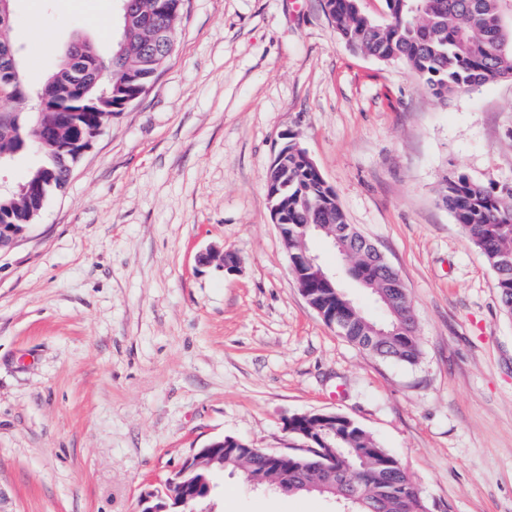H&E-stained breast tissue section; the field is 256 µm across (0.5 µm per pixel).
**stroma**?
I'll use <instances>...</instances> for the list:
<instances>
[{"label":"stroma","mask_w":512,"mask_h":512,"mask_svg":"<svg viewBox=\"0 0 512 512\" xmlns=\"http://www.w3.org/2000/svg\"><path fill=\"white\" fill-rule=\"evenodd\" d=\"M118 0H14L23 77ZM398 271L421 354L383 360L303 297L265 180L283 133ZM512 182V81L438 100L352 50L324 0H185L151 89L105 125L35 224L0 252V512H140L223 436L302 445L286 418L336 412L400 459L429 512H512V314L438 198ZM234 252L239 272L198 265ZM215 512H339L217 476Z\"/></svg>","instance_id":"1"}]
</instances>
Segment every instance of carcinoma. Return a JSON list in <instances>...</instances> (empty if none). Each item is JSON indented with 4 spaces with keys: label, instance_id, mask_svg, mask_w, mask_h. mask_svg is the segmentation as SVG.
Listing matches in <instances>:
<instances>
[{
    "label": "carcinoma",
    "instance_id": "1",
    "mask_svg": "<svg viewBox=\"0 0 512 512\" xmlns=\"http://www.w3.org/2000/svg\"><path fill=\"white\" fill-rule=\"evenodd\" d=\"M141 10L132 27L155 26V17L174 24L185 0H133ZM506 0H386L388 15L382 24L374 22L359 8V0H325L338 35L352 49L383 62L401 61L437 98L470 92L490 82L512 80V25L503 21ZM13 17L0 18V91L15 103L13 112L0 124V153H17L27 129L38 120H56L66 114L65 125L93 136L101 123L119 115L132 103L139 86L150 81L151 61L137 46H131L125 60L90 56L72 64L64 58L59 69L36 88L28 86L21 72L19 50L9 39ZM48 98L44 115L30 109L38 97ZM61 145L50 141L42 146L40 163L24 182L55 176L53 190L62 189L67 174L60 161ZM288 223L347 224L344 212L323 188L318 174L303 156L289 155ZM440 201L461 225L471 244L484 256L495 274L494 286L504 310L512 313V269H499L501 255L512 254V183L478 180L465 173L446 177ZM39 194H20L0 216L10 224L25 223L28 214L44 207ZM361 250L357 267L369 272L372 281L385 277L382 263ZM317 305L325 312L336 311L343 319L344 337L372 355L408 364L420 354L413 321L409 330L394 336L396 318L388 316L384 336H370L361 322L364 314L348 307L328 288L315 293ZM335 446L334 477L323 480L306 454H293L288 462L274 464L259 448H242L224 455V470L240 473L254 485L282 488L290 494H304L309 488L330 496L352 512H428L427 505L412 488L399 460L376 439L355 424L336 428L328 437Z\"/></svg>",
    "mask_w": 512,
    "mask_h": 512
}]
</instances>
